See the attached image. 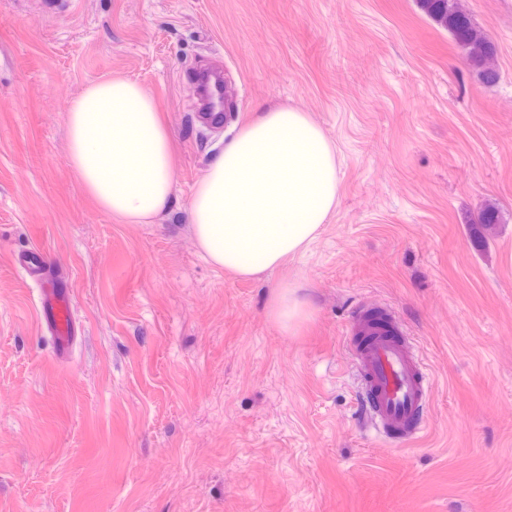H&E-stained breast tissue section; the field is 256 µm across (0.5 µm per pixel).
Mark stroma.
Instances as JSON below:
<instances>
[{"mask_svg": "<svg viewBox=\"0 0 512 512\" xmlns=\"http://www.w3.org/2000/svg\"><path fill=\"white\" fill-rule=\"evenodd\" d=\"M464 5L495 84L417 0H0V512H512V12ZM204 66L228 85L217 126L189 93ZM110 76L171 132L151 224L68 168V105ZM278 105L331 140L336 206L304 255L240 279L201 258L188 203ZM20 255L71 285L66 356ZM284 284L310 311L288 331ZM386 306L434 377L406 446L359 420L346 346L356 308Z\"/></svg>", "mask_w": 512, "mask_h": 512, "instance_id": "stroma-1", "label": "stroma"}]
</instances>
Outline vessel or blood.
<instances>
[{"label": "vessel or blood", "mask_w": 512, "mask_h": 512, "mask_svg": "<svg viewBox=\"0 0 512 512\" xmlns=\"http://www.w3.org/2000/svg\"><path fill=\"white\" fill-rule=\"evenodd\" d=\"M40 314L55 347L65 351L73 343L75 323L72 292L63 281L41 273ZM353 334H368L351 355L362 380L366 410L374 430L382 437L406 444L425 429V413L432 391L431 375L395 313L383 308L377 324L364 313L351 322Z\"/></svg>", "instance_id": "obj_1"}]
</instances>
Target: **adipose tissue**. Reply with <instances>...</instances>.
Returning a JSON list of instances; mask_svg holds the SVG:
<instances>
[{"label":"adipose tissue","instance_id":"adipose-tissue-1","mask_svg":"<svg viewBox=\"0 0 512 512\" xmlns=\"http://www.w3.org/2000/svg\"><path fill=\"white\" fill-rule=\"evenodd\" d=\"M66 127L72 174L114 221L148 224L169 210L174 156L148 88L119 77L90 83L72 99ZM337 193L324 130L294 108L261 109L193 189L196 246L217 269L263 279L317 239Z\"/></svg>","mask_w":512,"mask_h":512}]
</instances>
